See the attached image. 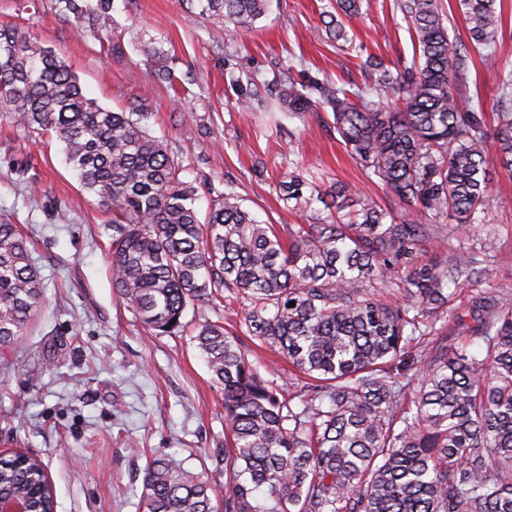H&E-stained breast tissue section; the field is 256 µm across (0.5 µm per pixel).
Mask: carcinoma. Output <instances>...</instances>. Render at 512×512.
I'll return each mask as SVG.
<instances>
[{
	"label": "carcinoma",
	"mask_w": 512,
	"mask_h": 512,
	"mask_svg": "<svg viewBox=\"0 0 512 512\" xmlns=\"http://www.w3.org/2000/svg\"><path fill=\"white\" fill-rule=\"evenodd\" d=\"M269 0H208L224 31L248 27ZM497 0H459L469 44L449 41L438 0H401L418 62L384 70L367 91L322 88L314 100L293 82L280 101L292 112L332 115L340 142L387 201L351 199L297 174L285 200L328 195L329 215L266 224L228 191L205 220L163 141L131 112L86 98L55 51L0 24V117L56 137L81 187L112 210L107 261L112 286L149 331L179 336L188 307L244 303L226 327L206 319L193 341L224 386V484L160 453L144 470L139 512H512V306L497 295L454 306L476 281L479 254L448 249V225L468 229L494 202L487 163L512 169V71L501 75L490 124L467 89L472 54L496 47ZM362 0H336L339 17ZM83 27L112 34L110 0L91 12L58 0ZM31 240L0 222V348L27 333L43 304ZM455 291H448V285ZM295 306H289L290 302ZM482 340L484 355L448 352L447 326ZM257 339L294 369L300 407L241 347ZM443 336L429 351L424 336ZM422 363L407 396L394 373L404 350ZM54 512L41 461L6 460L0 490Z\"/></svg>",
	"instance_id": "carcinoma-1"
}]
</instances>
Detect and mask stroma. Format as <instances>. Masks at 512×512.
<instances>
[{
  "label": "stroma",
  "mask_w": 512,
  "mask_h": 512,
  "mask_svg": "<svg viewBox=\"0 0 512 512\" xmlns=\"http://www.w3.org/2000/svg\"><path fill=\"white\" fill-rule=\"evenodd\" d=\"M400 0H371L346 24L340 46L324 23L335 0H270L251 28L224 32L208 0H112V37L78 30L56 0H0V22L58 52L83 93L115 112L139 114L166 144L199 213L236 192L259 220L301 224L321 203L289 210L282 184L300 173L327 188L383 199L330 129V114L293 115L279 104L285 75L306 94L318 83L364 84L371 61L391 72L416 57ZM503 35L475 57L469 78L484 104L512 71V0ZM165 67L168 78L155 74ZM488 172L496 204L470 232L449 231L451 248L480 244L496 263L462 292L512 304V173ZM19 225L44 303L22 341L0 349V450L40 458L56 512H138L144 469L160 452L224 479V394L186 336L145 330L112 288L107 247L112 212L81 189L62 144L0 122V221Z\"/></svg>",
  "instance_id": "stroma-1"
}]
</instances>
